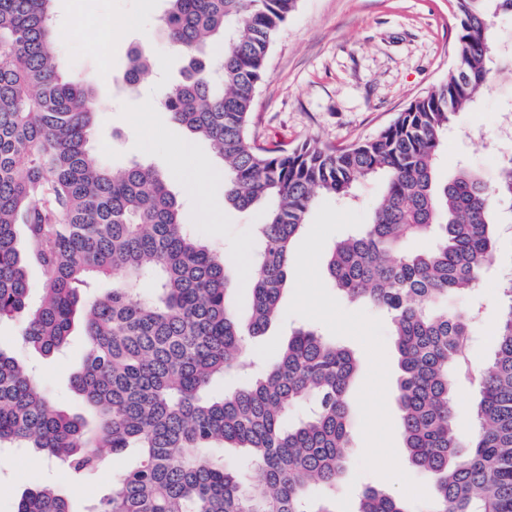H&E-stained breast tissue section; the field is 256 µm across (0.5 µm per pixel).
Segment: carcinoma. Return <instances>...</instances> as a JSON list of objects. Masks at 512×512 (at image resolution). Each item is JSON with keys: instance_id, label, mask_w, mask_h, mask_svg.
<instances>
[{"instance_id": "1", "label": "carcinoma", "mask_w": 512, "mask_h": 512, "mask_svg": "<svg viewBox=\"0 0 512 512\" xmlns=\"http://www.w3.org/2000/svg\"><path fill=\"white\" fill-rule=\"evenodd\" d=\"M55 2L0 0V323L18 324L21 342L44 356L63 351L82 325L87 349L71 383L91 418L56 407L28 365L0 351V448H33L81 480L110 455H137L92 512H335L351 443L353 352L297 327L247 386L222 397L210 387L280 318L292 245L316 201L351 198L360 181L380 177L371 224L335 243L327 272L346 302L391 322L404 448L433 489L426 512H512V279L501 285L484 370L464 356L477 311L445 305L471 293L495 260L500 210L512 207V155L492 185L466 165L436 178L455 116L504 63L512 67V51L493 35L512 0H450L454 68L378 134L342 148L311 138L292 150L256 145L248 127L270 47L297 0H164L159 33L185 66L162 108L223 162L224 203L266 204L245 326L228 301V260L183 222L166 177L145 161L114 168L91 148L93 93L61 68ZM210 39L223 53L205 51ZM152 69L133 48L127 88ZM415 237L433 243L405 249ZM31 265L45 274L36 301ZM103 277L112 289L89 295ZM464 385L480 394L466 439L455 427ZM299 404L310 411L290 425ZM226 448L241 451L249 474L224 464ZM14 512L77 510L43 486ZM357 512L413 510L366 487Z\"/></svg>"}]
</instances>
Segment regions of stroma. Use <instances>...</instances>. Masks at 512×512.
<instances>
[{
	"instance_id": "35a3bbf8",
	"label": "stroma",
	"mask_w": 512,
	"mask_h": 512,
	"mask_svg": "<svg viewBox=\"0 0 512 512\" xmlns=\"http://www.w3.org/2000/svg\"><path fill=\"white\" fill-rule=\"evenodd\" d=\"M163 0H56L55 24L72 29L60 47L61 64L91 85L97 117L90 144L119 167L138 159L168 177L182 203L185 223L213 248L225 252L236 270L231 302L240 321L250 314L251 257L261 249L256 234L264 210L241 212L224 203V168L203 184L194 181L195 158L211 157L209 143L185 134L161 107L168 84L182 66L160 39ZM455 19L448 0H299L274 40L267 77L259 85L250 126L257 144L293 148L317 138L336 147L368 138L387 126L412 101L431 92L455 59ZM145 47L154 73L133 91L124 90L127 53ZM512 111V73L497 76L475 106L457 114L440 155L437 177L447 180L464 162L494 182L512 146L497 138L504 112ZM383 181L363 182L360 201L344 206L323 197L292 247L282 317L250 340L243 366L226 373L215 391L231 392L250 379L252 363L271 359L292 327L309 326L325 339L350 348L359 371L349 393L352 448L338 483L336 512H356L364 487L391 490L415 506L432 496L429 479L414 469L403 446L396 402L399 375L390 324L368 305L346 303L326 270L327 256L349 229L369 224ZM512 271V233L502 232L499 254L476 289L480 314L468 350L477 365L489 362V328L500 317L499 283ZM74 331L63 356L44 357L19 340L16 324H0V348L20 355L53 403L77 411L81 397L70 384L84 354ZM130 463L114 460L88 482L75 480L60 462L28 448L0 454V512H14L27 489L49 484L67 496L76 512L98 503L112 480Z\"/></svg>"
}]
</instances>
